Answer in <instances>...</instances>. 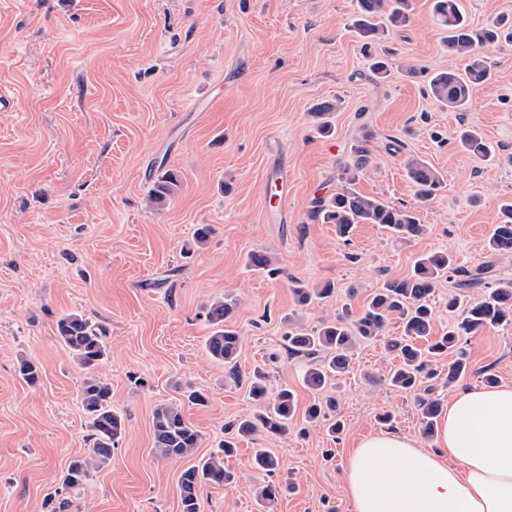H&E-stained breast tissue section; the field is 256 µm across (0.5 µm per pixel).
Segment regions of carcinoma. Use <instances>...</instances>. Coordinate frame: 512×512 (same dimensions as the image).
<instances>
[{"instance_id": "carcinoma-1", "label": "carcinoma", "mask_w": 512, "mask_h": 512, "mask_svg": "<svg viewBox=\"0 0 512 512\" xmlns=\"http://www.w3.org/2000/svg\"><path fill=\"white\" fill-rule=\"evenodd\" d=\"M411 0H357L353 27L365 38L380 34L376 18L383 15L391 26L401 28L410 21ZM437 21L448 31L444 46L448 53L463 61V72L443 71L429 78L433 98L451 110L465 111L473 87L486 82L490 66L481 49L493 45L502 36L497 23L476 28L470 25L461 11L459 0H436ZM373 135L362 133L352 144L354 157L348 169L353 182L372 165L370 142ZM459 145L466 151L490 152L479 133L466 127L458 135ZM406 174L412 183L416 200L431 201L443 184V177L432 166L418 158H408L404 163ZM180 184L178 175L171 169L162 171L156 178L149 194L155 204L166 202ZM316 214L325 224L336 225L341 236H348L356 224H378L407 242L425 231L416 208L392 206L387 202L365 196L351 188L321 200ZM490 249L498 254L512 253V201L500 206V215L489 240ZM459 273L454 267L452 255L445 251L419 256L409 276L392 280L375 293L363 311L352 317L339 316L324 322L310 333L291 332L285 336L288 354L307 359L306 384L313 390L323 389L328 380L350 367L354 349L359 341L384 335L388 324L397 320L401 334L387 342V348L398 352L400 363L390 375L389 384L397 390L417 395V408L424 420V434L432 436L434 422L439 417L441 402L433 396L434 388L422 386V380H433L439 375L437 359L452 355L448 362V380H453L469 369V355L460 344L464 336L503 323H512V287L494 288L482 299L465 307L444 335L437 337L427 347L418 342L432 334L433 311L429 299L445 274ZM237 307L236 300L225 296L214 301L208 308L206 319L213 327L205 347L208 355L220 363H229L236 357L241 344L239 332L228 325ZM58 340L71 352L80 367L90 370L107 357L104 343L105 332L78 313L62 315L56 323ZM18 373L29 385L38 382L41 369L28 359L19 362ZM264 377L256 375L248 389V395L257 405L253 416L236 424L241 435L263 432L281 435L288 430V423L295 413L293 393L282 389L272 394L263 383ZM84 412L90 419L93 444L88 454L72 461L63 477L66 489L78 491L93 473L104 467L112 457V448L125 432L124 417L112 410V391L106 379L99 375H87L79 390ZM153 447L162 457H189L199 447L201 436L187 420L182 407L176 403H161L152 413ZM235 446L225 441L219 452L183 470L178 479L181 512H200L198 490L204 484L223 485L233 479L224 467V458L233 454ZM255 468L271 474L278 468L276 457L266 448L256 450Z\"/></svg>"}]
</instances>
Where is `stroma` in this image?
<instances>
[{
	"label": "stroma",
	"instance_id": "obj_1",
	"mask_svg": "<svg viewBox=\"0 0 512 512\" xmlns=\"http://www.w3.org/2000/svg\"><path fill=\"white\" fill-rule=\"evenodd\" d=\"M433 2L412 0L410 24L373 44L390 63L379 78L351 27L355 0H0V87L16 103L0 112V512H51L66 497L67 512H181V472L236 437L235 423L255 409L257 371L270 391H293L295 415L284 435L236 438L224 461L235 478L202 486L201 512H352L342 478L359 441L389 429L433 449L412 395L386 383L395 358L382 342L359 345L349 371L321 392L304 383L305 359L285 348L292 324L309 331L360 312L434 250L450 251L462 270H485L473 288L439 281L434 335L448 329L449 296L474 300L512 281V254L488 247L512 198V41L484 48L490 80L465 111L449 110L405 71L410 62L431 74L462 67L443 46ZM333 101L340 109L323 137L309 110ZM464 126L477 127L497 159L464 151ZM364 130L373 164L358 192L413 205L410 156L444 178L419 206L427 230L411 242L376 224L344 238L314 215L345 188ZM280 165L292 178L281 224L265 212ZM162 169L181 184L153 205ZM200 224L214 233L197 249ZM255 251L278 275L247 268ZM297 284L335 292L301 306ZM228 293L239 300L232 326L243 342L224 364L207 354L204 314ZM68 313L105 329L98 371L126 423L109 464L72 495L63 476L91 448L92 431L79 402L84 372L56 337ZM466 348L468 372L454 382L439 375L435 396L482 387L490 374L512 384V324L483 329ZM23 357L39 364L37 385L19 377ZM186 387L207 397L183 408L200 446L186 458L157 456L152 412ZM315 403L328 409L311 423ZM384 413L391 423L380 422ZM258 448L279 459L274 481L294 487L267 509L258 502L265 477L251 467Z\"/></svg>",
	"mask_w": 512,
	"mask_h": 512
}]
</instances>
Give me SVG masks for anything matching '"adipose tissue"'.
Instances as JSON below:
<instances>
[{
  "mask_svg": "<svg viewBox=\"0 0 512 512\" xmlns=\"http://www.w3.org/2000/svg\"><path fill=\"white\" fill-rule=\"evenodd\" d=\"M437 451L383 432L350 456L352 512H512V386L463 391L433 436Z\"/></svg>",
  "mask_w": 512,
  "mask_h": 512,
  "instance_id": "ef3b65f1",
  "label": "adipose tissue"
}]
</instances>
